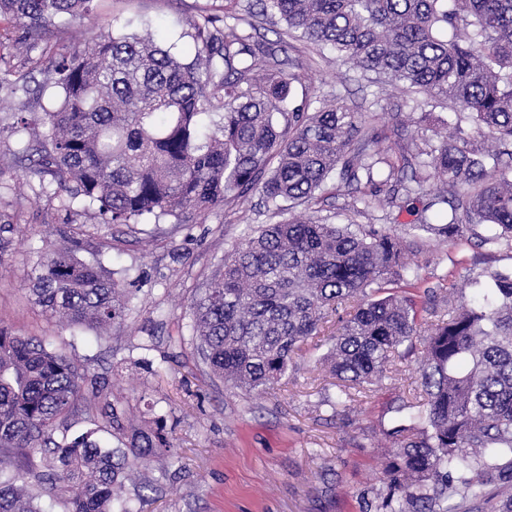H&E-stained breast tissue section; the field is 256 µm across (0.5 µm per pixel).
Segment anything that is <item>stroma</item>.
<instances>
[{
  "instance_id": "obj_1",
  "label": "stroma",
  "mask_w": 512,
  "mask_h": 512,
  "mask_svg": "<svg viewBox=\"0 0 512 512\" xmlns=\"http://www.w3.org/2000/svg\"><path fill=\"white\" fill-rule=\"evenodd\" d=\"M223 13L224 0H93L89 15L58 17L40 38L70 53L102 32L134 34L189 61L192 21ZM293 46L294 56L312 68L314 95L363 110L379 99L376 122L389 129L418 120L412 101L393 87L377 91L329 50L318 52L299 40ZM0 67L26 75L24 85L0 84V127L11 125L15 113H40L60 103L59 88L28 62L25 48L15 46L8 19L0 20ZM29 139L26 133L0 136V224L15 227L11 249L0 259V322L65 352L84 366L88 382H108L114 394L127 397L135 424L166 417L181 459L164 476L159 463L143 469L148 487L142 512H366L382 488L392 409L411 387L421 346L392 366L382 385L353 394L335 412L322 404L338 393L322 362L330 347L323 337L303 346L275 388H231L200 360L189 331L190 306L225 252L248 229L270 223L262 196L252 193L234 213L160 225L151 241L125 225L100 223L80 203L40 194L26 174ZM80 226L86 234L79 258L102 261L135 288L122 324L71 328L28 299V277L43 243L69 244ZM104 236L112 240L105 252L99 249ZM411 264L422 278H448L469 296L484 269L512 267V247L434 237Z\"/></svg>"
}]
</instances>
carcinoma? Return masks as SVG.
<instances>
[{
    "mask_svg": "<svg viewBox=\"0 0 512 512\" xmlns=\"http://www.w3.org/2000/svg\"><path fill=\"white\" fill-rule=\"evenodd\" d=\"M92 0H0V17L30 50L55 18H79ZM255 15L286 24L275 44L236 22L193 21L195 58L183 62L135 35H102L81 51L49 57L60 105L11 128L33 131L35 171L94 208L102 224H189L237 211L259 190L267 209L291 217L245 235L191 306L203 363L225 384L264 392L288 376L300 346L337 316L324 356L340 396L382 382L423 341L415 385L390 429L395 448L377 512H512V268L481 273L469 298L442 297L407 279L405 255L423 234L450 241L493 233L512 242V0H255ZM336 52L372 84L398 82L423 106L448 105L446 131L418 127L391 141L375 116L307 96L309 67L287 53L286 36ZM442 189L427 195L429 180ZM369 191L341 208L347 223L318 216L329 199ZM428 196L404 235L352 216L402 208ZM71 246L42 248L29 292L69 325L124 319L132 289ZM447 310L438 311L437 299ZM85 370L37 336L0 323V512H42L47 495L64 512H112L125 481L151 458L179 459L162 418L127 422L128 402L93 392L116 440L95 418L72 436L85 401ZM42 449L40 463L34 451Z\"/></svg>",
    "mask_w": 512,
    "mask_h": 512,
    "instance_id": "carcinoma-1",
    "label": "carcinoma"
}]
</instances>
